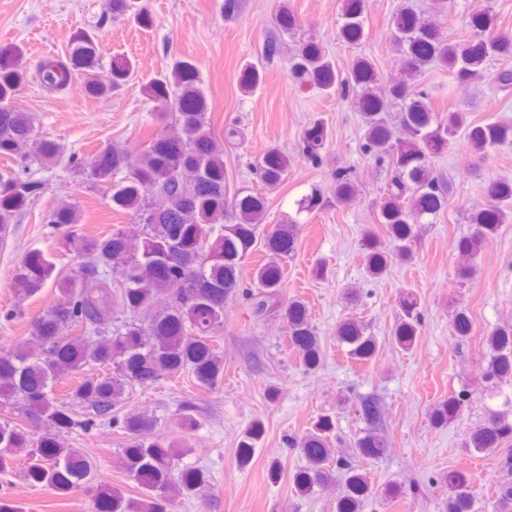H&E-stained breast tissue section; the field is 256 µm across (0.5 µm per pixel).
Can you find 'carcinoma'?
<instances>
[{"instance_id":"carcinoma-1","label":"carcinoma","mask_w":512,"mask_h":512,"mask_svg":"<svg viewBox=\"0 0 512 512\" xmlns=\"http://www.w3.org/2000/svg\"><path fill=\"white\" fill-rule=\"evenodd\" d=\"M367 0H343L340 38L358 44L364 37ZM112 18L131 19L141 26L151 17L137 0H111ZM493 14L472 17V32L464 41L445 36L435 21L409 6L395 16L394 50L407 64L405 76L383 85L372 64L360 57L342 77L323 46L310 38L289 60L293 78L323 93L341 91L362 112L363 150L376 164L390 170L377 202V223L386 227L388 244L364 236L367 268L374 277L385 274L395 260L408 261L417 239L415 225L437 217L450 204L449 185L434 174L432 159L463 139L474 166L494 147L512 143V124H475L467 113L450 108L438 112L420 83L423 74L445 69L459 81L485 76L494 59L512 58V35L497 30ZM21 48L0 54V157L16 167L0 170V239L12 232L19 215L44 189L32 166H63L88 187L106 190L108 206L136 219L130 229L117 228L100 236L74 234L64 242L77 267L63 274L49 256L29 250L12 276L17 304L38 295L47 284L58 290L57 302L34 318L30 338L0 351V474L13 471L23 458L21 474L31 487L48 488L65 496L96 481L97 465L68 437L98 425L122 432L120 464L140 490L135 497L122 489L101 485L89 512H175L176 500L210 489L209 475L183 464L187 438L161 432L155 415L125 408L131 390L148 388L164 378L191 375L197 388L214 392L224 382V358L215 337L224 330V307L241 296L252 317L261 320L279 307L285 264L295 252L296 221L283 219L266 230L265 261L254 268L250 286L242 285L241 264L257 242L266 213L265 198L251 190L226 193L224 143L211 128L208 100L197 67L188 60L173 62L169 71L142 86L151 103L152 124L174 131L151 133L142 144L137 164L129 148L110 143L90 158L65 155L58 143L37 137V118L12 108L15 92L28 82L19 66ZM85 77L86 92L107 99L133 76L134 64L125 56L112 57L108 69L100 64L94 34H72L65 56L47 59L37 78L50 92H62L74 71ZM322 120L314 121L302 137V154L317 165L326 143ZM291 160L277 147L268 148L255 165L257 178L267 187L288 176ZM203 177L207 195L190 186ZM336 201L355 198L356 188L345 170L336 172ZM486 207L470 217L471 232L458 242L464 253L477 254L499 225L512 216V180L487 184ZM79 207L59 202L48 216L50 224H78ZM402 316L393 331L397 347L412 348L421 326L418 297L410 292L399 299ZM347 357L370 361L376 352L372 337L359 320L342 322L336 330ZM288 344L302 364L320 363L318 338L306 306L288 302ZM489 360L481 382L491 396H504L501 408H488L483 422L469 434L466 447L476 453L505 450L501 468L505 479L496 492L493 512H512V394L501 385L512 382V326L497 327L486 338ZM83 374L68 396L58 387L68 377ZM469 403V392L448 395L432 412L433 425L456 420ZM368 424L356 448L367 459L380 457L384 441L376 432L379 402L361 403ZM336 429L332 416L323 415L314 429L297 441L306 460L294 474L297 490L310 495L338 479L346 492L336 512H361L368 496L367 476L350 461L338 459L330 448ZM264 434L261 423L249 426L239 441L238 460L250 462ZM448 487L446 512H474L475 495L467 475L455 470L441 479Z\"/></svg>"}]
</instances>
